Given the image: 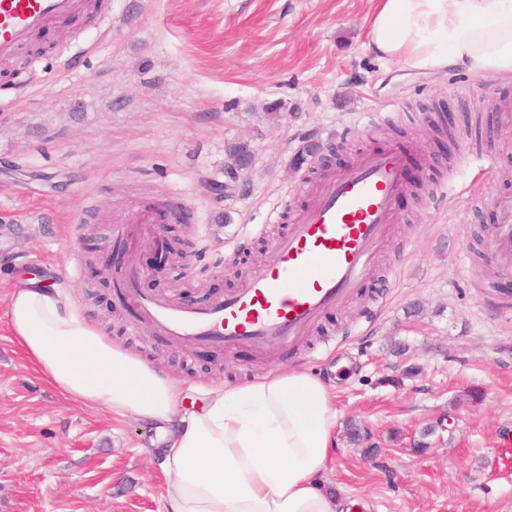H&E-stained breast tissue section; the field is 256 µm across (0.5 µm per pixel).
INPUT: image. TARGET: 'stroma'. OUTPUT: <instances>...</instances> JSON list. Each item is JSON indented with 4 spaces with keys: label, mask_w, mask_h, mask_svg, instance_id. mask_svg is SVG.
<instances>
[{
    "label": "stroma",
    "mask_w": 512,
    "mask_h": 512,
    "mask_svg": "<svg viewBox=\"0 0 512 512\" xmlns=\"http://www.w3.org/2000/svg\"><path fill=\"white\" fill-rule=\"evenodd\" d=\"M377 0H106L0 72V512H159L163 430L66 399L8 331L24 275L62 288L112 342L205 386L303 369L336 388L331 497L367 512H512V295L491 232L512 195V80L387 68L364 49ZM456 113L438 162L432 104ZM418 146L371 282L269 357L151 333L121 288L201 304L271 259L329 175ZM480 124L481 135L468 133ZM248 141L249 168L230 149ZM328 168L295 159L308 142ZM160 223H138L142 212ZM125 220V232L112 227ZM436 426L418 448L420 431Z\"/></svg>",
    "instance_id": "1"
}]
</instances>
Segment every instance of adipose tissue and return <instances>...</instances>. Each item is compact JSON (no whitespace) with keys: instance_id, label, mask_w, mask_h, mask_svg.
I'll list each match as a JSON object with an SVG mask.
<instances>
[{"instance_id":"ef3b65f1","label":"adipose tissue","mask_w":512,"mask_h":512,"mask_svg":"<svg viewBox=\"0 0 512 512\" xmlns=\"http://www.w3.org/2000/svg\"><path fill=\"white\" fill-rule=\"evenodd\" d=\"M365 49L417 70L512 77V0H380ZM12 336L71 400L144 424H170L163 512H335L322 474L335 445L334 387L293 369L234 385L190 387L112 343L57 288L19 286Z\"/></svg>"}]
</instances>
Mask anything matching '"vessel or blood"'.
<instances>
[{
    "label": "vessel or blood",
    "instance_id": "obj_1",
    "mask_svg": "<svg viewBox=\"0 0 512 512\" xmlns=\"http://www.w3.org/2000/svg\"><path fill=\"white\" fill-rule=\"evenodd\" d=\"M91 0H0V59L11 58L33 36L86 14ZM405 154L396 146L357 156L349 171L317 188L273 258L254 267L233 291L200 305L131 288L140 313L134 332L232 348H284L318 324L329 310L358 293L398 219L405 188ZM492 245L512 268V198L499 204Z\"/></svg>",
    "mask_w": 512,
    "mask_h": 512
}]
</instances>
